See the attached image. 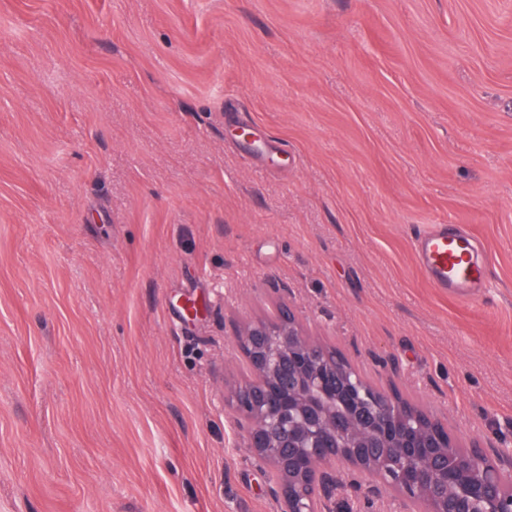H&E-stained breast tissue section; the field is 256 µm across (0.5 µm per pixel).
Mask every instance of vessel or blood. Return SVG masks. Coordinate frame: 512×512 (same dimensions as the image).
<instances>
[{"mask_svg": "<svg viewBox=\"0 0 512 512\" xmlns=\"http://www.w3.org/2000/svg\"><path fill=\"white\" fill-rule=\"evenodd\" d=\"M477 238L465 226L436 224L414 237L417 264L437 288L461 302L487 294L488 269L479 256Z\"/></svg>", "mask_w": 512, "mask_h": 512, "instance_id": "vessel-or-blood-1", "label": "vessel or blood"}]
</instances>
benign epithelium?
<instances>
[{
    "mask_svg": "<svg viewBox=\"0 0 512 512\" xmlns=\"http://www.w3.org/2000/svg\"><path fill=\"white\" fill-rule=\"evenodd\" d=\"M250 346L252 371L231 391L249 447L263 461L274 449L279 469L272 491L281 512H331L336 490L333 460L358 468L379 459L376 478L423 512H512V452L480 443L462 448L448 433L406 419L394 392L368 388L357 373L336 374L332 349L311 340L282 305L274 321H258L236 333ZM456 458L448 470V457Z\"/></svg>",
    "mask_w": 512,
    "mask_h": 512,
    "instance_id": "benign-epithelium-1",
    "label": "benign epithelium"
}]
</instances>
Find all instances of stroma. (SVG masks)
Here are the masks:
<instances>
[{
  "label": "stroma",
  "mask_w": 512,
  "mask_h": 512,
  "mask_svg": "<svg viewBox=\"0 0 512 512\" xmlns=\"http://www.w3.org/2000/svg\"><path fill=\"white\" fill-rule=\"evenodd\" d=\"M282 303L512 449V0H0V512H279L227 395ZM477 243L463 225L434 224L414 237L417 264L436 288L463 303L480 301L487 294L488 269Z\"/></svg>",
  "instance_id": "35a3bbf8"
}]
</instances>
